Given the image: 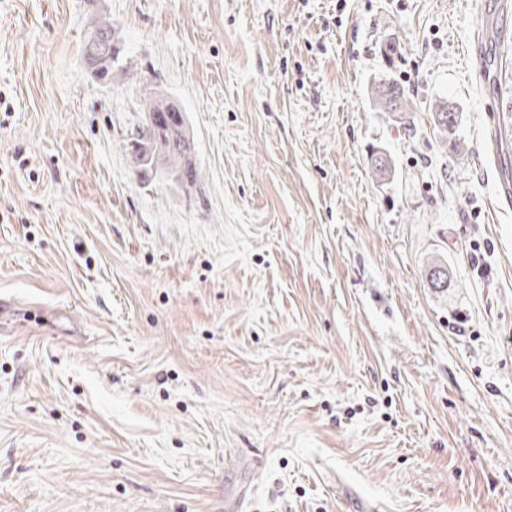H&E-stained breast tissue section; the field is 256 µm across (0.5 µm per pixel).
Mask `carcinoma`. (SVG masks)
Instances as JSON below:
<instances>
[{
	"mask_svg": "<svg viewBox=\"0 0 512 512\" xmlns=\"http://www.w3.org/2000/svg\"><path fill=\"white\" fill-rule=\"evenodd\" d=\"M94 36L104 38L109 44L110 52L91 71V76L97 84L108 88L112 86V70L124 59L122 44L115 37L112 20L99 13L90 16L83 44H88ZM371 97L377 111L387 112L396 119L410 123L413 102L399 83L389 81L375 84L371 87ZM173 104L174 101L161 89L155 92L140 89V118L131 132V137L126 140V149L143 181L171 174L183 185L198 180L197 165L193 160L194 138L189 122H184L177 127V131L165 135L160 134L154 122L155 116L166 114ZM432 112L434 127L440 133L442 143L452 145L456 160L464 159L467 155L464 143L456 138L448 139V136L455 134L458 113L443 100L433 104ZM425 278L431 288L448 287L447 264L441 260L432 262L426 269Z\"/></svg>",
	"mask_w": 512,
	"mask_h": 512,
	"instance_id": "obj_1",
	"label": "carcinoma"
}]
</instances>
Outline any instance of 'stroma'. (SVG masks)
Segmentation results:
<instances>
[{"label":"stroma","instance_id":"obj_1","mask_svg":"<svg viewBox=\"0 0 512 512\" xmlns=\"http://www.w3.org/2000/svg\"><path fill=\"white\" fill-rule=\"evenodd\" d=\"M100 8L108 88L87 0H0V512H512V37L481 71L474 0ZM144 74L196 185L137 177ZM407 77L410 130L370 97ZM94 36L104 38L110 47L109 54L99 61L97 67L91 71V76L96 80L98 85L103 87H111L112 70L119 66L124 59L122 44L115 37L114 26L112 28V20L102 17L101 13H95L90 16V23L84 35L82 58L89 70L93 68V60L101 56L107 51L106 45L95 39L89 44L88 54L84 58L83 51L89 40ZM434 127L440 133L442 143L448 148V135H455L458 124V112L448 101H438L432 106Z\"/></svg>","mask_w":512,"mask_h":512}]
</instances>
